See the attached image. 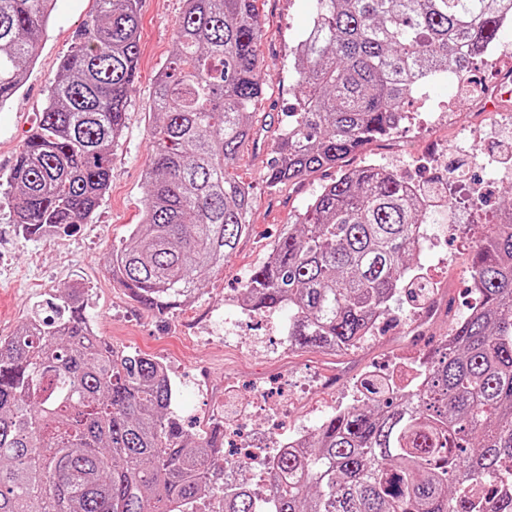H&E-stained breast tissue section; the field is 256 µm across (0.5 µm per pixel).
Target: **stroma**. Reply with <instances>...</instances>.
<instances>
[{
    "label": "stroma",
    "mask_w": 512,
    "mask_h": 512,
    "mask_svg": "<svg viewBox=\"0 0 512 512\" xmlns=\"http://www.w3.org/2000/svg\"><path fill=\"white\" fill-rule=\"evenodd\" d=\"M184 0H140L139 76L128 97L123 134L112 151L110 186L93 216L67 231L24 236L8 210H0V336L14 335L29 317L46 314L60 289L78 281L85 289V315L119 352L161 360L175 383L172 409L190 432L208 421L210 405L222 416L240 417L260 448L272 447L284 432L315 429L336 406L357 397L356 381L381 368L409 373L405 353L426 358L473 303L469 293L472 246L512 204V174L491 166L499 157L500 120L512 114V68L477 62L464 76L448 75L425 91L454 100L452 111L426 124L405 122L394 134L374 140L347 157V167L371 162L391 168L416 185L438 186L448 200L431 210L427 223L435 239L430 252L412 262L434 290L431 304L398 295L369 341L337 352L283 346L272 323L287 324V311L241 317L237 334L211 332L224 300L237 296L247 275L264 263L286 225L302 212L321 185L336 176L319 171L305 180L270 189L265 174L288 114L296 108L293 48L307 30L316 0H258L261 37L258 60L267 75L255 106L253 135L229 170L250 188V230L222 273L208 279L179 307L159 314L139 306L112 279L113 250L125 244L146 197L144 171L152 153L151 114L157 71L175 48L176 22ZM96 10L95 0H56L47 35L36 48L24 87L0 105V193L6 176L34 125L48 83L73 40ZM487 83L495 94L475 104L472 87ZM287 402L288 410L270 414Z\"/></svg>",
    "instance_id": "obj_1"
}]
</instances>
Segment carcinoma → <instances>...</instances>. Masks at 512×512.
I'll return each mask as SVG.
<instances>
[{"mask_svg":"<svg viewBox=\"0 0 512 512\" xmlns=\"http://www.w3.org/2000/svg\"><path fill=\"white\" fill-rule=\"evenodd\" d=\"M56 0H0V103L23 86ZM50 82L39 120L6 177L0 209L28 237L89 218L110 185L112 146L138 74L140 0H96ZM512 0H317L293 49L298 103L266 181L272 188L337 168L243 286L250 313L288 309V346L341 351L405 291L424 204L439 193L343 160L398 131L407 97L462 76L497 44ZM257 0H184L176 48L155 79L147 197L112 280L164 313L189 299L248 232L249 188L229 171L252 134L263 91ZM476 304L422 364L420 383L390 391L360 379L357 399L283 450L265 507L224 477V431L195 435L171 413L161 362L117 352L89 327L84 288L58 318L0 337V512H512L490 488L512 463V220L475 241Z\"/></svg>","mask_w":512,"mask_h":512,"instance_id":"carcinoma-1","label":"carcinoma"}]
</instances>
